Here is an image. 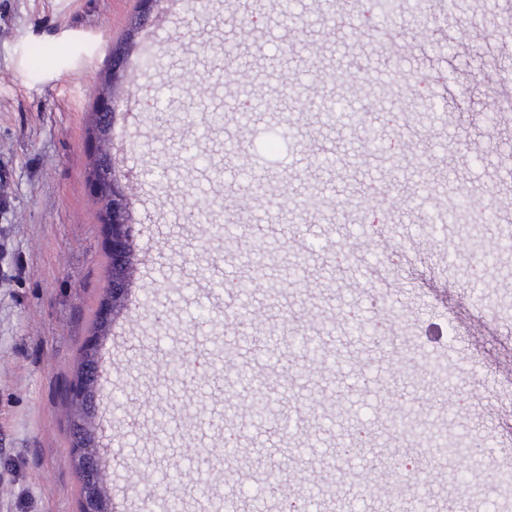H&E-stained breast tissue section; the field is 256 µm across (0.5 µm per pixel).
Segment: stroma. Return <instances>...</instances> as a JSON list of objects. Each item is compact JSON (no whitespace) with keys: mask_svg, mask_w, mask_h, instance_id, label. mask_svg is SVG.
I'll use <instances>...</instances> for the list:
<instances>
[{"mask_svg":"<svg viewBox=\"0 0 512 512\" xmlns=\"http://www.w3.org/2000/svg\"><path fill=\"white\" fill-rule=\"evenodd\" d=\"M422 7L392 16L400 36L392 46L361 27L366 0H336L332 14L318 0H297L287 21L277 0H180L145 15L138 0H0V512H78L62 393L107 283L108 232L87 179L98 148L87 128L115 63L112 167L142 247L129 316L101 340L107 390L129 397L121 409L102 405L124 459L111 485L119 512H153L151 490L180 512H216L227 501L237 512H280L273 470L284 464L319 480L361 426L370 436L362 465L404 448L415 454L420 492L399 495L410 512H512L492 479L512 470V251L497 248L512 222L503 206L512 173L500 163L512 149V115L489 110L495 89L512 83V0ZM243 14L258 22L249 38L229 24ZM425 15L442 26L424 29ZM228 43L238 68L256 76L247 92L213 67ZM145 54L155 60L147 71L137 64ZM340 70L355 72L353 86L337 81ZM188 72L206 77L205 104L185 99L174 115L156 108ZM288 72L316 97L341 96L363 111L388 151L364 157L361 130L301 111L280 83ZM249 98L269 104L255 123L240 114ZM216 111L223 127L211 124ZM288 122L294 138L276 139ZM315 145L332 164H320ZM191 153L205 163L189 175ZM372 185L391 200L359 214L351 202ZM464 193L500 221L432 227L434 208ZM314 194L338 208L305 209ZM192 203L210 208L194 224ZM216 224L239 225V242L212 235ZM308 224L326 235L324 251H308L299 231ZM364 224L384 225V237L362 236ZM258 238L267 247L259 264L247 248ZM298 264L297 288L288 273ZM236 278L255 284L258 318L245 327L225 326L233 299L212 290ZM376 298L396 343L349 333L348 312L373 320ZM201 305L210 317L203 328ZM320 314L327 329L311 321ZM316 331L334 367L292 351L293 336ZM233 337L240 343L229 355L214 353ZM176 353L191 359L183 381L167 374ZM235 369L255 370L288 416L314 401L332 422H256L243 398L228 394ZM395 415L421 435L395 428ZM450 426L477 455L480 492L466 501L432 442ZM230 429L233 458L223 452ZM176 469L181 481H164ZM244 477L250 502L239 498Z\"/></svg>","mask_w":512,"mask_h":512,"instance_id":"1","label":"stroma"}]
</instances>
